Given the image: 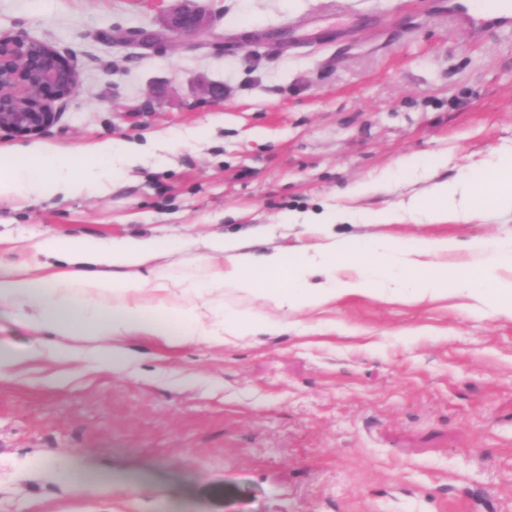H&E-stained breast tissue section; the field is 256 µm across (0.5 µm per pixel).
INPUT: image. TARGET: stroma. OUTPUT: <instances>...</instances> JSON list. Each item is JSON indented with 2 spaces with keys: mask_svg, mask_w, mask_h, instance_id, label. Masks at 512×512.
I'll use <instances>...</instances> for the list:
<instances>
[{
  "mask_svg": "<svg viewBox=\"0 0 512 512\" xmlns=\"http://www.w3.org/2000/svg\"><path fill=\"white\" fill-rule=\"evenodd\" d=\"M28 3L0 0V35L48 43L78 75L36 142L141 151L107 193L0 203L10 260L154 236L180 275L223 234L268 254L512 233V211L484 203L441 223L405 212L512 150V29L468 34L430 0H202L200 36L167 31L155 0ZM412 157L418 174H399ZM336 210L348 221H310ZM379 211L392 222H364ZM290 320L220 345L132 339L123 373L87 336L79 358L18 364L0 380V512H512V318L447 289Z\"/></svg>",
  "mask_w": 512,
  "mask_h": 512,
  "instance_id": "35a3bbf8",
  "label": "stroma"
}]
</instances>
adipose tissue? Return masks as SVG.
Wrapping results in <instances>:
<instances>
[{"instance_id": "ef3b65f1", "label": "adipose tissue", "mask_w": 512, "mask_h": 512, "mask_svg": "<svg viewBox=\"0 0 512 512\" xmlns=\"http://www.w3.org/2000/svg\"><path fill=\"white\" fill-rule=\"evenodd\" d=\"M136 155V146L109 138L75 150L48 144L0 148V200L103 191L107 184L99 173L117 161L132 164ZM478 198L512 210V152L494 156L490 171L471 170L433 184L412 197L408 209L436 221L461 219ZM462 247L488 255L478 274L446 264L447 255ZM175 250L173 242L157 237L109 243L83 237L41 245L19 263L0 254V305L23 310L35 336L23 351L0 347V378L46 349L74 357L71 341L77 336L98 341L101 363L119 371L132 360L125 342L134 336L179 346L221 344L230 337L285 331L290 313L355 294L416 301L448 285L492 302L499 314L512 318V279L501 275L512 270V235L464 246L423 238L411 248L393 239H346L312 252L279 248L261 258L243 252L238 237L222 236L209 241L199 260L200 277L171 275ZM348 265L357 267V276L336 277V270ZM315 266L331 271L330 281L312 286ZM228 290L262 300L272 306V315L226 308Z\"/></svg>"}]
</instances>
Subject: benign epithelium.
I'll list each match as a JSON object with an SVG mask.
<instances>
[{
	"label": "benign epithelium",
	"instance_id": "benign-epithelium-1",
	"mask_svg": "<svg viewBox=\"0 0 512 512\" xmlns=\"http://www.w3.org/2000/svg\"><path fill=\"white\" fill-rule=\"evenodd\" d=\"M210 17L197 0H178L165 17L176 34H195L208 29ZM12 85L0 86V131L19 136L37 135L52 125L57 113L52 103L69 96L77 76L67 61L50 45L24 35H0V74Z\"/></svg>",
	"mask_w": 512,
	"mask_h": 512
}]
</instances>
